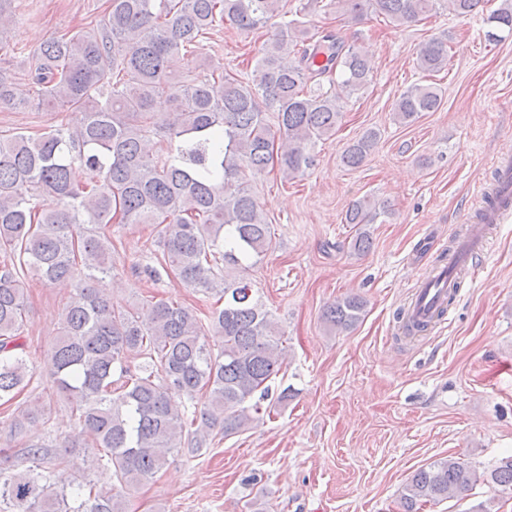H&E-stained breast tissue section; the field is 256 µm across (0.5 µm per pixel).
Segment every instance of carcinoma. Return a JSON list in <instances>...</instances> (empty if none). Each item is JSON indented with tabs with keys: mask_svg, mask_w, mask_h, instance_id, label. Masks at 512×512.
Here are the masks:
<instances>
[{
	"mask_svg": "<svg viewBox=\"0 0 512 512\" xmlns=\"http://www.w3.org/2000/svg\"><path fill=\"white\" fill-rule=\"evenodd\" d=\"M443 1L465 17L488 0H330L353 21L367 14L396 25L417 23ZM101 23L44 43L28 57L27 77L38 88L35 107L83 113L33 137L0 130V400L27 386L20 336L24 279L69 282L49 370L59 396L76 412L79 442L107 457L120 490L105 493L83 481L54 491L46 464L66 461L52 446L23 449L33 467L0 469V512H125L121 491L139 486L167 463V453L194 454L213 433L229 436L288 403L263 406L282 370L283 334L253 294L243 272L272 248L266 215L246 175L277 168L291 181L313 165L318 141L336 134L345 100L368 83L371 56L332 30L310 31L292 18L258 50L247 82L231 71L204 78L169 70V59L211 42L228 22L250 33L281 14V0H106ZM491 41L512 37V0H500L486 18ZM416 68L432 76L448 66V40L431 37L416 51ZM435 83L400 94L395 120L415 122L442 105ZM275 118L271 128L268 117ZM379 131L348 144L341 163L363 165ZM85 178L75 183L74 171ZM55 201L54 206L44 204ZM388 205L365 195L346 224H373ZM114 224L161 226L163 262L148 265L152 281L173 275L198 292L214 294L209 326L195 309L159 299L116 309L95 288L113 271ZM365 301L347 295L327 306L324 323L349 331ZM206 401L195 407L196 395ZM477 474L448 457L417 469L404 487L402 512L468 491ZM487 482L512 491V456Z\"/></svg>",
	"mask_w": 512,
	"mask_h": 512,
	"instance_id": "cac0c4a2",
	"label": "carcinoma"
}]
</instances>
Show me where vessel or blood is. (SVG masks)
I'll list each match as a JSON object with an SVG mask.
<instances>
[{
	"instance_id": "1",
	"label": "vessel or blood",
	"mask_w": 512,
	"mask_h": 512,
	"mask_svg": "<svg viewBox=\"0 0 512 512\" xmlns=\"http://www.w3.org/2000/svg\"><path fill=\"white\" fill-rule=\"evenodd\" d=\"M496 178L490 188L494 204L480 206L476 215L470 216L468 234L457 242L448 255L446 266L437 267L427 277L417 281L406 308L413 322L424 330H431L441 323L450 310L449 298L458 274L468 269L486 246L488 225L500 224L512 216V155H498L492 162Z\"/></svg>"
}]
</instances>
